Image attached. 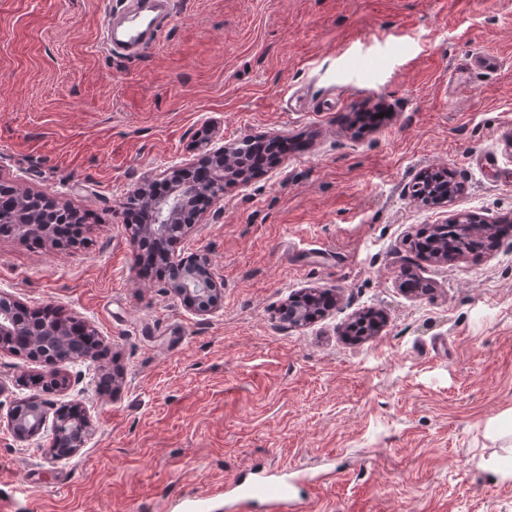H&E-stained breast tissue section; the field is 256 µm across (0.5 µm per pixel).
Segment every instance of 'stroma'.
<instances>
[{"label": "stroma", "instance_id": "obj_1", "mask_svg": "<svg viewBox=\"0 0 512 512\" xmlns=\"http://www.w3.org/2000/svg\"><path fill=\"white\" fill-rule=\"evenodd\" d=\"M156 48L113 58L110 0H0V184L79 211L83 241L0 236V294L93 329L100 365L0 350V512H180L257 467L334 471L318 512H512L488 465L512 445V238L436 265L408 247L462 213L512 218V0H176ZM490 54L494 68H472ZM356 108L383 122L355 134ZM277 138L288 151L226 185L171 248L207 256L223 291L195 314L142 272L125 215L143 180L205 143ZM448 169L463 193L410 196ZM428 283L407 293L404 273ZM331 291L313 322L289 296ZM379 335L342 336L356 314ZM111 373L109 388L99 385ZM49 424L7 425L31 397ZM76 406L83 446L53 458ZM80 417L77 413L72 411H67L63 417V421L67 422V425H64L60 422L54 428V438H53V450L55 451V455L58 457L67 456L70 454L71 448H65L63 445L66 443L65 433L72 432L74 428L79 427Z\"/></svg>", "mask_w": 512, "mask_h": 512}]
</instances>
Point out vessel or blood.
<instances>
[{
	"mask_svg": "<svg viewBox=\"0 0 512 512\" xmlns=\"http://www.w3.org/2000/svg\"><path fill=\"white\" fill-rule=\"evenodd\" d=\"M173 0H120L104 16L100 36L113 54L135 58L152 50L159 31L172 16ZM324 487L323 480L300 483L291 467L273 474L256 472L191 499L193 512H205L211 500L224 502L225 512H310Z\"/></svg>",
	"mask_w": 512,
	"mask_h": 512,
	"instance_id": "1",
	"label": "vessel or blood"
}]
</instances>
